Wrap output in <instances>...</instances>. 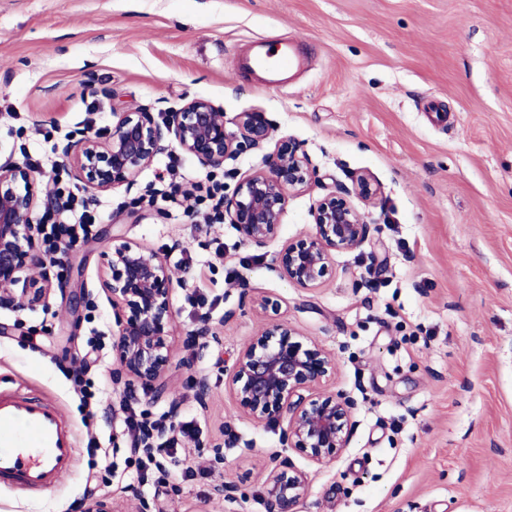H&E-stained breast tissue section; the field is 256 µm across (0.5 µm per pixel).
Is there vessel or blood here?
<instances>
[{
  "label": "vessel or blood",
  "mask_w": 512,
  "mask_h": 512,
  "mask_svg": "<svg viewBox=\"0 0 512 512\" xmlns=\"http://www.w3.org/2000/svg\"><path fill=\"white\" fill-rule=\"evenodd\" d=\"M303 63L290 44L260 42L237 65L260 73L262 86L279 88L285 73ZM75 451L72 428L50 402L0 391V483L25 496L38 494L69 472Z\"/></svg>",
  "instance_id": "1"
}]
</instances>
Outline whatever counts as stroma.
<instances>
[{
    "label": "stroma",
    "mask_w": 512,
    "mask_h": 512,
    "mask_svg": "<svg viewBox=\"0 0 512 512\" xmlns=\"http://www.w3.org/2000/svg\"><path fill=\"white\" fill-rule=\"evenodd\" d=\"M260 38L296 42L309 68L285 87H261L236 67ZM193 98L220 108L230 132L239 113L266 112L320 180L290 199L260 251L232 224L205 223L209 203L192 220L180 199L132 209L124 189L99 196L97 223L45 268L46 303L0 308V389L52 401L79 448L62 482L36 496L0 485V512H73L88 489L112 512H134L140 496L166 512H224L214 493L224 482L237 512H263L262 458L279 448L282 426L253 425L225 372L273 316L336 355L335 375L309 397L358 403L349 446L330 466L292 455L310 482L300 512H512V0H0V163L40 159L48 194L38 213L52 195H87L60 155L67 133L87 127L104 143L113 113H168ZM178 159L172 172L158 155L138 189L167 188L175 174L231 189L263 165L262 153H246L232 176ZM359 172L382 193L361 209L374 226L367 242L336 253L315 288L281 277L275 253L311 233L315 200ZM121 241L159 252L177 282L159 396L127 391L112 374L101 284L104 253ZM373 262L382 275L369 273ZM265 298L277 310L263 309ZM203 312L218 338L188 343ZM95 334L104 358L87 376L103 401L86 407L63 369ZM174 403L197 433L165 461V487L140 480L125 433L110 425L131 410L161 419ZM110 436L103 487L85 446ZM217 448L225 459L215 466ZM188 466L195 476L185 480Z\"/></svg>",
    "instance_id": "obj_1"
}]
</instances>
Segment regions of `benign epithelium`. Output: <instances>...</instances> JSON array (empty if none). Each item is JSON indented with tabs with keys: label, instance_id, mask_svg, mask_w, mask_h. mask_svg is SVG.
<instances>
[{
	"label": "benign epithelium",
	"instance_id": "obj_1",
	"mask_svg": "<svg viewBox=\"0 0 512 512\" xmlns=\"http://www.w3.org/2000/svg\"><path fill=\"white\" fill-rule=\"evenodd\" d=\"M112 117L107 145L83 133L78 139L69 136L62 148L76 179L95 196L119 187L131 192L140 172L169 144L215 169L244 153L264 152V166L224 194L223 205L224 218L257 250L278 237L290 198L316 181V167L294 141L275 138L274 123L263 112L239 113L234 132L226 131L219 108L199 98L188 100L163 123L144 109L114 112ZM351 181L352 186L340 185L316 200L310 236L286 243L276 253L275 269L281 277L313 288L329 272L333 255L355 251L367 241L371 225L350 197L374 204L379 188L366 173ZM40 194V182L25 163L0 164V307H37L51 288L47 276L34 275L46 263L34 217ZM106 256L111 277L104 289L112 297L117 370L128 387L160 393L170 360L174 278L163 256L137 243L114 245ZM298 337L289 324L270 320L239 350L229 374L242 412L255 424L267 425L287 415L280 450L270 455L263 476L265 512H298L310 486L305 473L289 466V452L319 466L335 461L349 445L357 406L355 399L342 394L317 399L303 395L336 371V356ZM170 433L167 425L149 423L131 438L130 449L151 450Z\"/></svg>",
	"mask_w": 512,
	"mask_h": 512
}]
</instances>
